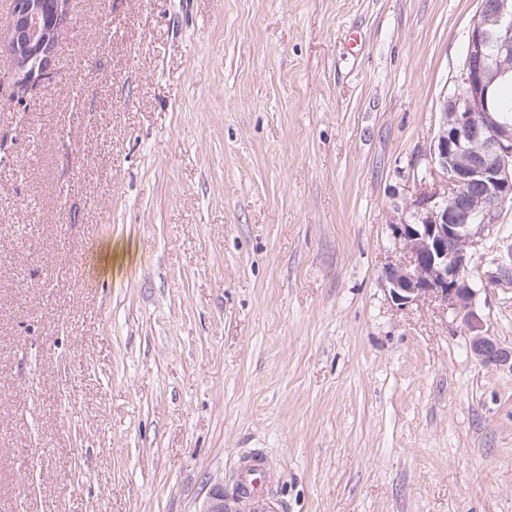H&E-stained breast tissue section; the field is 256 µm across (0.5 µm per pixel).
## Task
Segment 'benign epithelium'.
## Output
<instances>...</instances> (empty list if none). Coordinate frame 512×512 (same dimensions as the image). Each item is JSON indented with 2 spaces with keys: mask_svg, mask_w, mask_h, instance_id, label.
<instances>
[{
  "mask_svg": "<svg viewBox=\"0 0 512 512\" xmlns=\"http://www.w3.org/2000/svg\"><path fill=\"white\" fill-rule=\"evenodd\" d=\"M68 0H55L47 19L37 0H11L3 28L16 62L14 84L22 89L46 78ZM512 79V0L481 2L468 35L460 91L441 104L430 163L410 203V218L390 225L402 258L385 269L399 306L437 301L472 332L470 350L484 364L512 368V348L482 333L475 311L478 289L471 253L512 202V119L495 103L499 82ZM482 144L478 151L471 149ZM201 512H267L251 495L224 497L210 488Z\"/></svg>",
  "mask_w": 512,
  "mask_h": 512,
  "instance_id": "7a95c632",
  "label": "benign epithelium"
}]
</instances>
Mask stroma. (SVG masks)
<instances>
[{
    "label": "stroma",
    "instance_id": "obj_1",
    "mask_svg": "<svg viewBox=\"0 0 512 512\" xmlns=\"http://www.w3.org/2000/svg\"><path fill=\"white\" fill-rule=\"evenodd\" d=\"M480 0H69L0 51V512H512V369L396 306ZM122 246L114 257V246ZM512 203L473 259L512 347ZM37 1L12 0L3 28L6 48L16 62L14 84L19 89L45 79L56 49V35L63 23L68 0H55L54 18L47 19ZM238 478L244 479L248 490L253 492L254 497L262 501L265 507L271 512H276L277 503L268 497L267 470L263 457L257 455L244 460L240 464ZM254 497L248 494L224 498V488L215 485L210 488L201 512H268Z\"/></svg>",
    "mask_w": 512,
    "mask_h": 512
}]
</instances>
